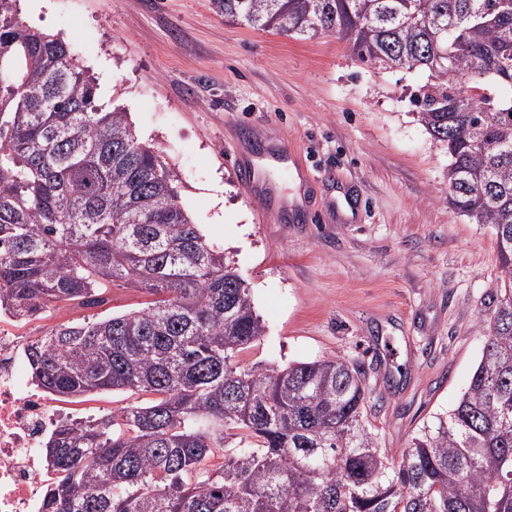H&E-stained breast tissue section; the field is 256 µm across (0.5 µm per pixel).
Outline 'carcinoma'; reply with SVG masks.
Instances as JSON below:
<instances>
[{
  "label": "carcinoma",
  "mask_w": 512,
  "mask_h": 512,
  "mask_svg": "<svg viewBox=\"0 0 512 512\" xmlns=\"http://www.w3.org/2000/svg\"><path fill=\"white\" fill-rule=\"evenodd\" d=\"M18 6L0 0V313L153 296L27 348L58 397L148 396L51 433L46 512H512V0H213L253 29L334 33L379 71H424L414 106L448 153V205L495 236L469 385L394 462L352 363L243 362L264 334L251 289L130 113L98 104L69 45Z\"/></svg>",
  "instance_id": "carcinoma-1"
}]
</instances>
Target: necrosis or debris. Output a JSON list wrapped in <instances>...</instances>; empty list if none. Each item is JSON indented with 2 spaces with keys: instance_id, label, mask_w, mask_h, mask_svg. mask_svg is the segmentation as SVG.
Returning a JSON list of instances; mask_svg holds the SVG:
<instances>
[{
  "instance_id": "1",
  "label": "necrosis or debris",
  "mask_w": 512,
  "mask_h": 512,
  "mask_svg": "<svg viewBox=\"0 0 512 512\" xmlns=\"http://www.w3.org/2000/svg\"><path fill=\"white\" fill-rule=\"evenodd\" d=\"M31 342L0 314V512H44L51 464L43 441L65 415L25 373Z\"/></svg>"
}]
</instances>
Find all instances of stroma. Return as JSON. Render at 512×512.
Instances as JSON below:
<instances>
[{
  "instance_id": "stroma-1",
  "label": "stroma",
  "mask_w": 512,
  "mask_h": 512,
  "mask_svg": "<svg viewBox=\"0 0 512 512\" xmlns=\"http://www.w3.org/2000/svg\"><path fill=\"white\" fill-rule=\"evenodd\" d=\"M23 19L61 37L180 177L181 201L251 289L265 333L248 362L356 364L390 459L446 414L479 360L478 323L496 286L489 228L448 205V155L414 114L418 70L385 72L347 42L301 39L225 19L210 0H49ZM266 160L261 221L235 158ZM66 321L138 308L113 288Z\"/></svg>"
}]
</instances>
